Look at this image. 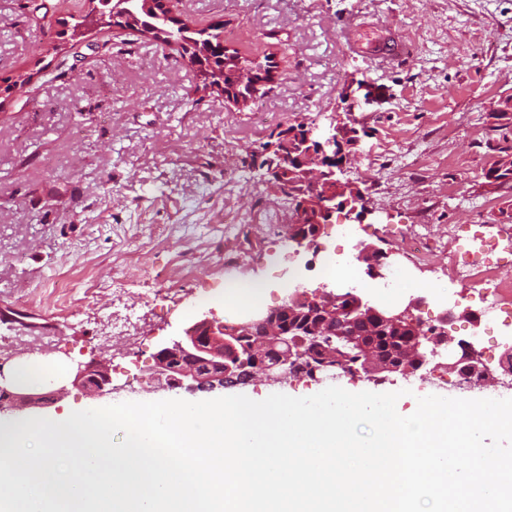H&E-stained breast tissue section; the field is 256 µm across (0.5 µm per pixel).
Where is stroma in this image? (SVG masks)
Segmentation results:
<instances>
[{
  "label": "stroma",
  "mask_w": 512,
  "mask_h": 512,
  "mask_svg": "<svg viewBox=\"0 0 512 512\" xmlns=\"http://www.w3.org/2000/svg\"><path fill=\"white\" fill-rule=\"evenodd\" d=\"M91 8L0 0V334L21 339L0 354V384L20 360L55 359L70 371L39 387L45 403L7 418L205 400L154 390L146 370L158 345L203 312L237 321L224 305L226 276L262 284L268 307L296 285L320 286L343 214L319 251H295L287 225L264 219L283 193L245 163L290 124L332 125L347 142L343 177L371 209L351 252L374 245L396 266L415 224L447 242L512 235V186L484 177L512 144V0H179L191 29L220 22L241 55H274L279 79L252 112L198 89L176 45L112 26L71 40ZM355 37L401 39L409 51L381 69L353 49ZM362 79L374 101L336 125L348 85ZM120 285L136 331L106 348L99 334ZM92 360L111 369L112 393L74 384L78 363ZM332 385L399 392L405 411L438 382L423 370L381 382L258 381L241 393L306 397Z\"/></svg>",
  "instance_id": "stroma-1"
}]
</instances>
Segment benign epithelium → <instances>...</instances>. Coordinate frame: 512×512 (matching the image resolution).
<instances>
[{
    "mask_svg": "<svg viewBox=\"0 0 512 512\" xmlns=\"http://www.w3.org/2000/svg\"><path fill=\"white\" fill-rule=\"evenodd\" d=\"M263 85L255 68L239 65L232 69V85L224 98L241 109ZM343 155L336 134L315 124L282 134L250 159L262 176L295 188L288 239L300 249L319 248L317 240L336 212L359 222L368 214L363 192L338 177ZM387 258L379 248L361 250L371 277L382 276ZM420 303L413 298L402 310H380L358 296L344 303L335 291L322 287L296 291L276 310L256 312L238 323L224 322L210 310L159 345L149 375L154 388L167 391H212L246 379L286 383L297 377L295 367L301 363L309 364L317 381L322 376L368 381L391 374L406 377L428 366L433 372L497 380L473 342L448 335L454 314L441 313L438 325L427 330L412 314ZM375 331L395 337L399 345L378 347ZM442 355L446 361H435ZM75 379L97 395L114 390L108 371L89 364H78Z\"/></svg>",
    "mask_w": 512,
    "mask_h": 512,
    "instance_id": "1",
    "label": "benign epithelium"
}]
</instances>
